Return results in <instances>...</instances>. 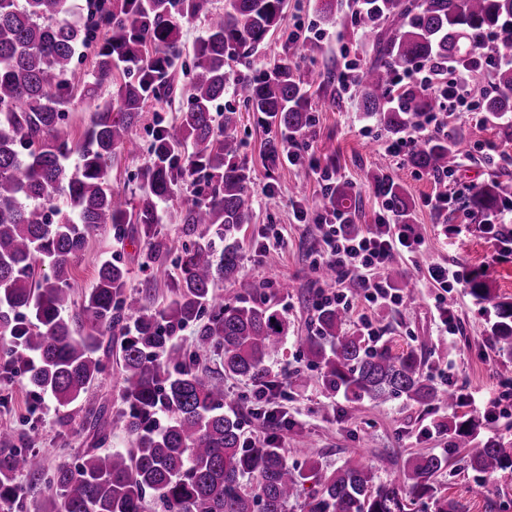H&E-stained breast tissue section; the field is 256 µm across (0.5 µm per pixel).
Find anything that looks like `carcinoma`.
Returning a JSON list of instances; mask_svg holds the SVG:
<instances>
[{"label":"carcinoma","instance_id":"carcinoma-1","mask_svg":"<svg viewBox=\"0 0 512 512\" xmlns=\"http://www.w3.org/2000/svg\"><path fill=\"white\" fill-rule=\"evenodd\" d=\"M103 0L85 27L67 21L70 0H0V380L20 372L37 395L67 406L84 400L85 424L107 439L109 398L91 393L103 372L101 350L120 340L122 408L117 420L132 437V448L87 451L59 463L48 482L46 512H146L151 495L161 512H290L302 498L306 512H412L432 503L434 512H462L439 495L438 472L448 459L423 454L409 458L401 476L377 483L372 468L347 462L327 472L310 457L288 463L276 441L247 444L241 422L224 412V383L200 367L198 353L223 351L224 374L264 386L271 362L290 332L288 317L271 299L255 297L256 285L238 281L244 294L218 302L214 288L236 280L242 259L238 235L251 220V175L241 159L236 128L239 112H215L230 92L247 112L269 128L302 137L312 127L310 89L321 91L336 75L303 72L287 62L258 75L230 76L226 65L254 54L278 29L288 0ZM355 24L374 38L376 54L350 80L361 108L380 117L391 135L418 125L437 100L394 85L397 73L433 65L477 81L495 68V88L483 94L482 108L497 119L512 112V66L493 64L482 53L489 37L512 18V0H350ZM325 22L338 23L342 0H321ZM204 19L205 30L187 49L183 25ZM100 29L107 38L97 48L86 94L120 78L116 90L96 107L81 141L63 136L69 118V77L76 50ZM191 57L186 103L174 126L158 125L150 162L138 169V202L111 188L112 162L136 154L135 127L153 101L177 93L174 62ZM460 135L450 131L415 141L407 163L435 176L453 172ZM75 164H70L72 154ZM288 155V140L271 137L266 157L276 164ZM183 179L202 181L204 192L181 209L188 238L175 260V295L154 306L129 289L128 270L100 264L92 288L82 296L87 324L68 316L75 305V259L92 230L108 226L117 234L137 224L147 244L144 267L167 273L158 239L162 205ZM399 224L413 223L415 203L386 173L371 176ZM508 185L497 178L480 185L466 207L485 217L507 202ZM358 191L348 181L326 189L322 206L349 213ZM392 287L407 302L417 299L415 283L386 266ZM470 293L494 309L491 325L498 351L512 358V301L497 299L483 280ZM346 312L324 304L303 355L319 371L322 384L345 388L356 398L384 402L406 398L456 411V395L427 383L412 350L393 354L371 348L358 330L345 329ZM194 325L197 352L185 357L172 340ZM455 447L467 449V468L485 476L512 468V439L480 436L474 418L452 423ZM43 458L29 446H12L0 434V512H18L26 489L24 474L40 480Z\"/></svg>","mask_w":512,"mask_h":512}]
</instances>
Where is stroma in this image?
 Segmentation results:
<instances>
[{"label": "stroma", "mask_w": 512, "mask_h": 512, "mask_svg": "<svg viewBox=\"0 0 512 512\" xmlns=\"http://www.w3.org/2000/svg\"><path fill=\"white\" fill-rule=\"evenodd\" d=\"M318 5V0H288L280 29L248 59L231 63L230 73L258 74L285 59L299 64L307 48L312 51L315 68L321 70L338 72L348 61L368 64L373 58L372 41L353 23L342 27L325 24ZM294 31L300 32V42L289 41L288 35ZM309 107L315 123L306 137L303 158L295 166L286 162L268 166L264 152L270 132L256 115L244 114L237 127L254 195L251 222L239 233L240 275L275 300L291 322L288 340L273 363V373L284 386L281 394L273 397L272 405L287 415L288 426L274 429L268 419L256 413L251 402L254 384L225 375L223 355L214 352L207 367L224 381L225 412L240 419L244 437L276 436L289 461L301 462L312 456L330 472L354 460L371 466L378 480L388 481L399 477L404 461L416 453L446 454L449 465L436 479L442 495L463 504L465 512H487L490 502L512 512V470L486 478L468 469L464 449L452 445L446 409L403 398L376 404L324 388L316 370L302 357L303 343L316 327V302L322 290L313 273L314 260L323 247L322 230L315 223H296L293 214L294 203L312 207L323 192L324 185L316 177L323 169L333 172L336 180L357 185L356 221L367 229L385 212V200L371 183L374 170H386L407 190L416 204L414 231L421 245L415 252L397 254L396 266L416 282L422 298L398 309L372 305L365 301L358 280L346 278L337 290L351 302L347 325L360 330L372 324L380 332V344L392 353L415 350L423 374L437 390L478 396V403L460 407L459 412L478 419L483 435L512 438V399L503 401L498 409L483 402L486 396L512 392V362L498 357L491 338L492 309L477 303L465 287L441 293L428 273L434 264L455 263L464 277L481 275L499 297L512 300V236L504 232L495 238L476 230L453 231L455 225L467 226L474 221L464 206L470 189L493 177L512 186V166L505 165L498 155L507 144L502 126L489 122L479 125L463 113L450 117L449 128L462 135L463 153L454 177L443 183L385 152L390 137L378 117L363 114L353 87L337 86L332 104L323 95H312ZM442 194L449 196V203L430 206V199ZM193 197V186L181 182L163 206V222L157 231L167 245L169 258H176L185 243L177 211ZM270 224L281 226L283 246L266 248V227ZM145 252V244L135 232L119 239L108 228L94 231L74 264L77 293L91 288L99 265L111 260L128 269L134 289L147 292L160 303L171 300L169 282L148 283ZM284 282L289 285L285 291L280 288ZM440 294L445 295L448 312L457 323L455 334L446 333L434 307ZM84 416L79 405L63 407L52 397L36 396L23 375L0 384V431H12L18 447L33 441L47 468L100 445L85 429ZM479 483L484 484L485 492L477 498L470 489Z\"/></svg>", "instance_id": "35a3bbf8"}]
</instances>
